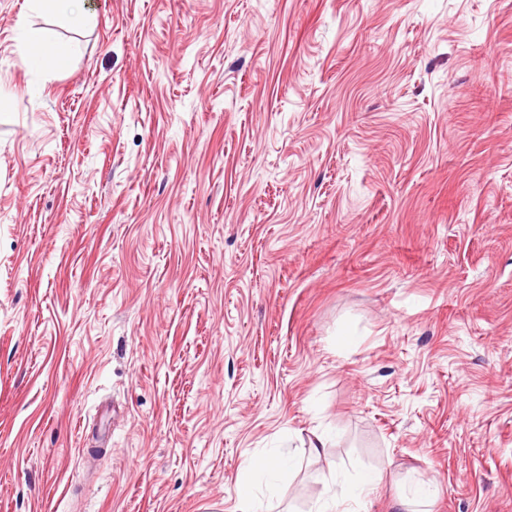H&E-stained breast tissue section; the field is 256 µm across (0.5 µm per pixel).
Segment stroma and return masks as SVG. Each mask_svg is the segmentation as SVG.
I'll return each instance as SVG.
<instances>
[{
    "mask_svg": "<svg viewBox=\"0 0 512 512\" xmlns=\"http://www.w3.org/2000/svg\"><path fill=\"white\" fill-rule=\"evenodd\" d=\"M0 0V512H512V0ZM328 436L312 458L313 431ZM80 0H27L29 9L38 12L49 11L57 15H67L74 21L85 18V12L80 8ZM22 52L21 65L27 69H58L72 58L75 49L67 43L50 40L42 29L26 22L23 17L18 22ZM41 51V58L36 53ZM285 465L286 459L282 456H258L252 460L246 469L248 478L238 489L243 512H268L257 491L264 483L270 492L269 504L274 496L277 474ZM333 469V463H329L328 473L333 485L332 494L325 502L324 506L317 512L355 511L351 504L359 503L374 489L377 480L380 479V477L374 479H363L354 484H346L338 481L336 474L334 475Z\"/></svg>",
    "mask_w": 512,
    "mask_h": 512,
    "instance_id": "35a3bbf8",
    "label": "stroma"
}]
</instances>
